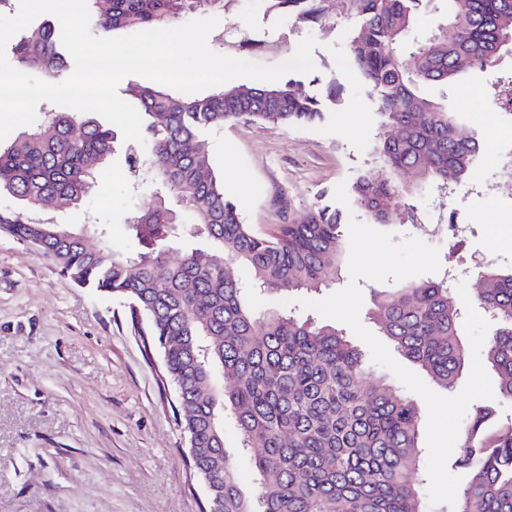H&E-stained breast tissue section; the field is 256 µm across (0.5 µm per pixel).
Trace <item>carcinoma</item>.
<instances>
[{"label": "carcinoma", "instance_id": "carcinoma-1", "mask_svg": "<svg viewBox=\"0 0 512 512\" xmlns=\"http://www.w3.org/2000/svg\"><path fill=\"white\" fill-rule=\"evenodd\" d=\"M267 9L302 25L328 18L325 0H265ZM421 0H342L361 20L350 58L378 99L381 132L375 153L380 178L362 177L354 202L374 223L410 207L422 186H463L476 174L481 146L462 137L457 114L423 87L448 85L485 70L512 49V0H447L446 23L406 50ZM90 16L108 31L165 28L224 0H87ZM69 52L51 25L30 30L16 45L19 70L40 69L56 82ZM295 77L249 86L223 83L205 95L162 85L128 84L126 92L148 119L146 151L126 149L128 172L154 187L155 200L127 224L141 250L119 254L108 225L74 229L45 217L78 205L95 188L113 153L114 133L90 113H45L0 145V191L27 203L0 208V235L52 258L63 276L128 302L131 320L146 321L153 346L175 387L189 462L208 479L205 512H424L420 413L371 375L365 354L346 331L314 315L267 310L253 295L319 292L339 284L342 215L313 208L300 223L260 235L242 222L224 192V172L204 136L230 122L313 124L325 118L341 87L313 77L312 94ZM101 247L83 246L84 230ZM203 245L169 260L185 236ZM250 272L251 294L224 276L229 264ZM482 288L473 304L495 325L486 362L498 378L500 403H512V269L479 268ZM370 319L394 349L445 390L454 387L467 353L460 340L463 309L448 279L382 291ZM492 405L470 406L455 461L469 473L456 512H512V422L497 421ZM240 435L237 453L224 445V421ZM252 475L241 487L239 461Z\"/></svg>", "mask_w": 512, "mask_h": 512}]
</instances>
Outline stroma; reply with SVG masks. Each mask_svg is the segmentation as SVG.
<instances>
[{
	"mask_svg": "<svg viewBox=\"0 0 512 512\" xmlns=\"http://www.w3.org/2000/svg\"><path fill=\"white\" fill-rule=\"evenodd\" d=\"M356 17L334 11L323 26H304L269 13L264 0H224L210 41L233 55L240 33L275 43L266 65L289 59L314 37L318 76L335 78L342 93L313 125L229 123L206 146L224 169V190L244 223L270 232L298 222L320 202L368 222L352 186L382 167L374 153L380 118L374 96L349 57ZM512 79V52L497 65L465 74L429 96L460 115L462 136L488 148L467 185L441 194L426 188L411 203L416 223L393 212L384 229L438 247L442 269L478 291L475 259L512 267V181L499 171L512 146V113L498 107L495 88ZM126 141L80 206L56 215L84 223L87 213L110 225V245L129 252L126 221L152 198L149 185L127 180ZM467 225L451 246L447 222ZM160 352L145 351L139 326L123 300L80 287L30 247L0 236V512H200L201 481L191 474L187 439L177 424L175 390L161 382Z\"/></svg>",
	"mask_w": 512,
	"mask_h": 512,
	"instance_id": "1",
	"label": "stroma"
}]
</instances>
